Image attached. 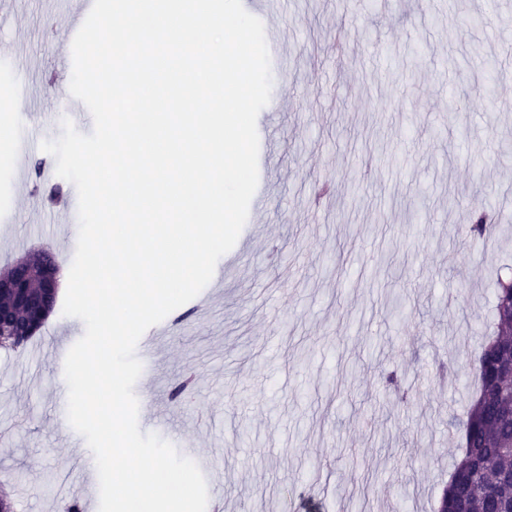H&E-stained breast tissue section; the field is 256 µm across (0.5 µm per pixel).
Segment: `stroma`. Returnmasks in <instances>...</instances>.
<instances>
[{
    "instance_id": "stroma-1",
    "label": "stroma",
    "mask_w": 512,
    "mask_h": 512,
    "mask_svg": "<svg viewBox=\"0 0 512 512\" xmlns=\"http://www.w3.org/2000/svg\"><path fill=\"white\" fill-rule=\"evenodd\" d=\"M507 2L491 37L484 0H275L265 204L218 260L222 290L166 317L145 380L159 436L214 456L222 512H435L461 454L448 420L468 410L494 280L512 274V83L483 94L462 65L512 42ZM69 37L43 0L0 10V126L31 107L33 132L59 137ZM452 94L478 119L447 112ZM55 168L36 141L0 156V270L49 249L69 271L78 226ZM485 205L494 230L462 242ZM84 331L57 308L25 350L0 348V487L17 512L82 487L58 357ZM389 372L408 401L385 394Z\"/></svg>"
}]
</instances>
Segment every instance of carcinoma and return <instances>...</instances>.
Listing matches in <instances>:
<instances>
[{
    "mask_svg": "<svg viewBox=\"0 0 512 512\" xmlns=\"http://www.w3.org/2000/svg\"><path fill=\"white\" fill-rule=\"evenodd\" d=\"M487 211L469 225L466 236L478 240L490 233ZM22 313L9 297L0 296L3 347L24 349L32 337L19 335ZM497 331L476 344V396L466 419L458 422L461 457L453 465L437 512H512V280H497Z\"/></svg>",
    "mask_w": 512,
    "mask_h": 512,
    "instance_id": "1",
    "label": "carcinoma"
}]
</instances>
